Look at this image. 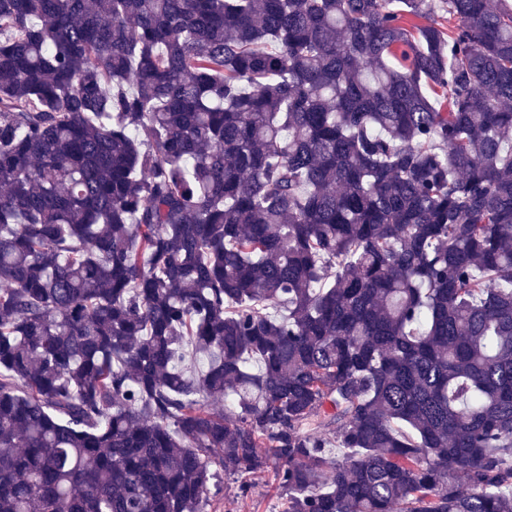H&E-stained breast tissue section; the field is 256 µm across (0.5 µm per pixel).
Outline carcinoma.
<instances>
[{"label": "carcinoma", "mask_w": 512, "mask_h": 512, "mask_svg": "<svg viewBox=\"0 0 512 512\" xmlns=\"http://www.w3.org/2000/svg\"><path fill=\"white\" fill-rule=\"evenodd\" d=\"M214 463L512 512V7L0 0V512Z\"/></svg>", "instance_id": "cac0c4a2"}]
</instances>
